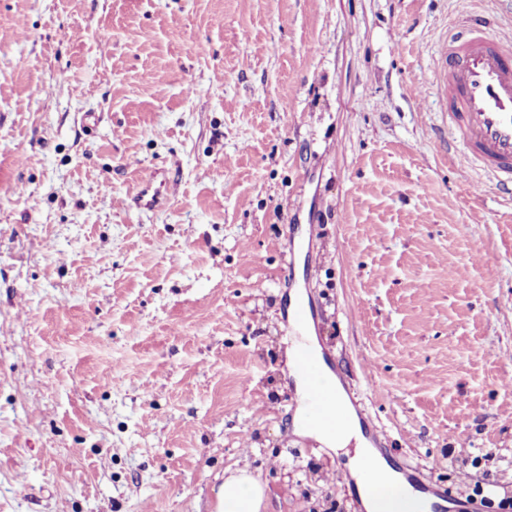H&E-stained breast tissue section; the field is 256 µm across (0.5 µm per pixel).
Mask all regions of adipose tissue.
I'll return each mask as SVG.
<instances>
[{
	"mask_svg": "<svg viewBox=\"0 0 512 512\" xmlns=\"http://www.w3.org/2000/svg\"><path fill=\"white\" fill-rule=\"evenodd\" d=\"M328 385L336 387L338 381L332 372H325ZM336 402L345 419L342 431L332 433L319 426L307 427L306 436L327 448L341 450L355 445L354 456L347 466L355 478L360 502L365 512H429L428 507L411 499L402 481L388 467L381 466L380 477H373L365 468L369 451L364 448L358 420L344 392L338 391ZM217 512H264L267 495L264 484L248 468L226 469L224 481L216 491Z\"/></svg>",
	"mask_w": 512,
	"mask_h": 512,
	"instance_id": "1",
	"label": "adipose tissue"
}]
</instances>
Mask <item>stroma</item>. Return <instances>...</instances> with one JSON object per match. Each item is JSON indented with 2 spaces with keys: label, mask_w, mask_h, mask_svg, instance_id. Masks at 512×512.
<instances>
[{
  "label": "stroma",
  "mask_w": 512,
  "mask_h": 512,
  "mask_svg": "<svg viewBox=\"0 0 512 512\" xmlns=\"http://www.w3.org/2000/svg\"><path fill=\"white\" fill-rule=\"evenodd\" d=\"M485 12L512 35V0H0V512H214L236 466L364 512L292 425L296 293L397 469L464 500L484 448L512 492V196L437 79Z\"/></svg>",
  "instance_id": "35a3bbf8"
}]
</instances>
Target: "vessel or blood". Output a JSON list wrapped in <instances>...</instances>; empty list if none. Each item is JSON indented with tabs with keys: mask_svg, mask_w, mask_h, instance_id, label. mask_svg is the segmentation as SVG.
<instances>
[{
	"mask_svg": "<svg viewBox=\"0 0 512 512\" xmlns=\"http://www.w3.org/2000/svg\"><path fill=\"white\" fill-rule=\"evenodd\" d=\"M448 88V128L463 151L495 186L512 194V39L495 35L489 21L478 19L443 46ZM303 372L307 420L338 431L343 419L333 413L336 396L320 381L322 367L310 346L297 344Z\"/></svg>",
	"mask_w": 512,
	"mask_h": 512,
	"instance_id": "1",
	"label": "vessel or blood"
}]
</instances>
